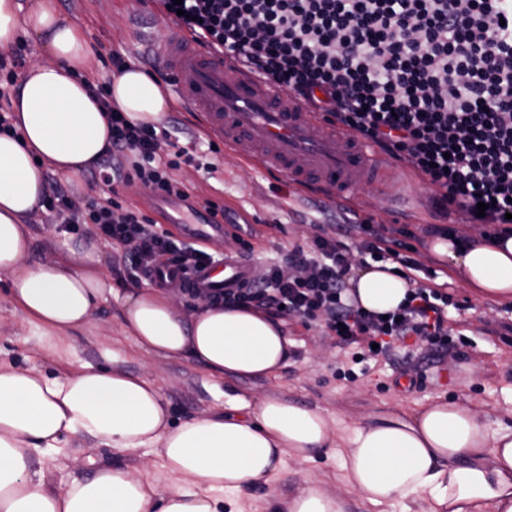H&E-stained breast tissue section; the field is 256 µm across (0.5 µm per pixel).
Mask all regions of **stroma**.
Instances as JSON below:
<instances>
[{
  "label": "stroma",
  "mask_w": 512,
  "mask_h": 512,
  "mask_svg": "<svg viewBox=\"0 0 512 512\" xmlns=\"http://www.w3.org/2000/svg\"><path fill=\"white\" fill-rule=\"evenodd\" d=\"M59 12L81 25L94 48L85 76L101 82L111 76V54L143 70L164 69L154 46L168 32L171 22L157 13L152 0H56ZM163 125L175 126L178 144L196 162L183 164L173 176L188 189L198 208L208 202L223 205L233 223L247 226L254 276H262L268 261L287 257L289 250L305 245L322 225L347 217L360 224H392L397 212L409 216L408 225L420 232L427 224H450L459 235H483L486 227L469 223L461 211L443 213L428 198L430 187L396 160H388L381 188L354 191L342 202L300 191L283 176L266 171L225 149L209 151L207 143L193 142L197 132L192 116L172 107ZM52 215L38 209L27 224L30 250L28 265L35 266L77 242L91 238L94 225H80L77 232L59 231ZM9 274L0 273V362L20 370L34 369L53 377H66L86 366L120 369L145 375L159 386L169 404L170 418L179 425L223 411L225 399L242 395L250 399L275 395L298 405L322 409L336 417L340 428L386 417H406L427 405L461 398L484 413L488 426L512 424V311L504 302L481 298L457 271H449L448 291L455 307L448 310V327L459 341L462 359H451L422 344H414L412 358L402 355L356 361L352 350L335 345L318 329L287 319L283 328L296 344L287 366L272 378L235 375L212 378L189 357L163 356L139 348L121 325L116 302H103L94 310L88 326L74 331L65 357L47 349L34 327L16 314L7 295ZM63 467L49 471L57 491L71 478H92L112 462L111 449L91 437L74 439ZM336 462L324 450L311 460L288 461L273 488H241L225 497L226 512H271V503L285 505L295 485L304 479L337 491L341 483Z\"/></svg>",
  "instance_id": "stroma-1"
}]
</instances>
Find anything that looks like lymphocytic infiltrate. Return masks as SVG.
Returning a JSON list of instances; mask_svg holds the SVG:
<instances>
[{
  "mask_svg": "<svg viewBox=\"0 0 512 512\" xmlns=\"http://www.w3.org/2000/svg\"><path fill=\"white\" fill-rule=\"evenodd\" d=\"M163 15L192 39L238 61L291 94L307 111L360 133L425 180L442 210L512 232V0H158ZM109 82L95 94L110 144L90 179L151 188L154 196L189 200L172 172L178 158L159 154L171 131L136 124L110 100ZM486 203L478 212V203ZM41 205L61 230L95 225L117 244L130 279L163 283L165 271L198 270L213 255L159 229L156 220L118 198L74 201L49 182ZM414 231L392 224L336 223L295 248L287 263L231 291L199 295L214 304L298 320L352 347L360 358L387 357L414 336L448 355L451 296L435 269L416 260ZM392 261L410 292L388 316L346 297L347 250Z\"/></svg>",
  "mask_w": 512,
  "mask_h": 512,
  "instance_id": "1",
  "label": "lymphocytic infiltrate"
}]
</instances>
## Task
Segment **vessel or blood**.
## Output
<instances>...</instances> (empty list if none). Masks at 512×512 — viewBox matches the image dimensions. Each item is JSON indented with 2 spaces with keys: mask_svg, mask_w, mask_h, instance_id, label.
I'll return each instance as SVG.
<instances>
[{
  "mask_svg": "<svg viewBox=\"0 0 512 512\" xmlns=\"http://www.w3.org/2000/svg\"><path fill=\"white\" fill-rule=\"evenodd\" d=\"M158 53L175 78L177 101L198 113L203 132L223 138L227 149L301 189L324 186L341 198L353 187L374 185L380 169L376 151L360 139L337 134L285 92L175 30L160 43ZM159 202L174 210V223H190L199 233L212 224L208 213H179L176 198L163 196ZM249 279L248 259L233 252L217 266L189 272L185 284L234 290Z\"/></svg>",
  "mask_w": 512,
  "mask_h": 512,
  "instance_id": "obj_1",
  "label": "vessel or blood"
}]
</instances>
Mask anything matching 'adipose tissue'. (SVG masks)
<instances>
[{
  "label": "adipose tissue",
  "mask_w": 512,
  "mask_h": 512,
  "mask_svg": "<svg viewBox=\"0 0 512 512\" xmlns=\"http://www.w3.org/2000/svg\"><path fill=\"white\" fill-rule=\"evenodd\" d=\"M22 33L39 40L49 59L24 73L13 99L16 132L0 135V272L11 277L14 310L62 355L72 332L111 299L140 348L190 356L215 376H275L294 344L282 322L264 313L204 302L186 316L163 289L118 293L96 247L26 264L25 225L46 173L80 175L105 151L110 131L89 80L76 75L93 53L83 28L60 16L55 0L27 8L0 0V52ZM110 91L135 122L158 123L172 107L163 85L134 65L112 78ZM431 249L483 297L512 299V235L465 247L439 238ZM349 283L351 297L379 314L395 310L408 291L389 261L368 262ZM85 435L110 448L116 462L57 492L30 459H57ZM142 448L155 449L164 480L120 465ZM317 449L338 461L345 491L303 482L288 512H346L348 491L369 506L421 499L425 512H512V425L489 428L459 399L406 419L357 424L343 436L333 415L277 397H234L227 413L173 428L160 388L147 377L87 367L61 379L0 364V512H223L225 493L272 488L286 458L306 460Z\"/></svg>",
  "instance_id": "ef3b65f1"
}]
</instances>
